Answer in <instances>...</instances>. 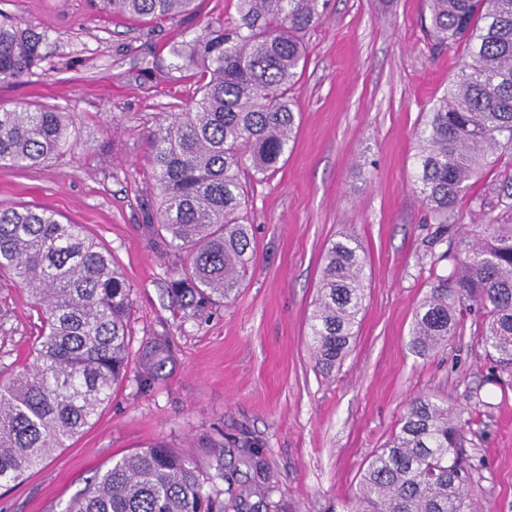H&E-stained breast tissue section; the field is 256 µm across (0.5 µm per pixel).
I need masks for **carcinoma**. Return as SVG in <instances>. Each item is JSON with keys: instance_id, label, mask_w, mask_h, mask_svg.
<instances>
[{"instance_id": "obj_1", "label": "carcinoma", "mask_w": 512, "mask_h": 512, "mask_svg": "<svg viewBox=\"0 0 512 512\" xmlns=\"http://www.w3.org/2000/svg\"><path fill=\"white\" fill-rule=\"evenodd\" d=\"M330 0H237V17L208 25L172 51L173 69L198 77L195 98L149 130L155 222L152 236L178 257L167 293L195 320L231 298L254 255L245 221L251 182L279 168L298 127L296 91L303 35ZM433 45L464 44L465 60L416 132L414 192L443 229L487 172L507 169L496 187L512 199V0H428ZM193 0H97L149 21L173 20ZM44 34L21 21L0 23V82L43 61ZM79 132L66 112L20 106L0 112V167L63 162ZM437 278L416 312L413 351L447 346L464 312L481 313L486 353L512 367V224L488 211ZM365 262L344 235L324 250L310 316V347L326 372L357 337ZM0 276L26 290L40 320L31 360L0 379V483L16 482L83 434L129 373L133 290L112 254L83 224L42 207H0ZM173 357L158 334L140 359L141 381ZM454 408L429 395L410 400L387 444L369 457L355 512H474V464L461 448ZM201 465L156 442L104 469L65 512H221V491H205Z\"/></svg>"}]
</instances>
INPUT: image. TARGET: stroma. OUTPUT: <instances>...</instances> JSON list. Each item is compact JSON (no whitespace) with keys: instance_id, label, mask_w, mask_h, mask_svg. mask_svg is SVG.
Listing matches in <instances>:
<instances>
[{"instance_id":"stroma-1","label":"stroma","mask_w":512,"mask_h":512,"mask_svg":"<svg viewBox=\"0 0 512 512\" xmlns=\"http://www.w3.org/2000/svg\"><path fill=\"white\" fill-rule=\"evenodd\" d=\"M428 12V0H332L305 36L295 139L248 204L253 269L224 305L184 323L165 293L169 256L147 230L156 209L147 134L197 92L193 70L172 69V49L236 17L237 0H194L190 14L158 23L97 12L90 0H0V14L45 35L40 67L0 82V108L62 109L81 136L70 163L0 168V206L46 207L86 225L134 299L131 379L71 447L0 486V512H63L103 466L156 441L222 464L242 484L270 471L268 512H343L365 462L421 394L458 414L477 465L476 512H512V371L487 355L481 316L469 314L438 354L410 347L417 305L452 269L445 250L483 219L465 204L441 228L412 190L416 131L464 52L433 49ZM342 233L366 260L365 309L351 351L324 375L309 316L324 248ZM38 327L27 292L0 279V376L19 371ZM164 330L175 357L141 387L140 349Z\"/></svg>"}]
</instances>
